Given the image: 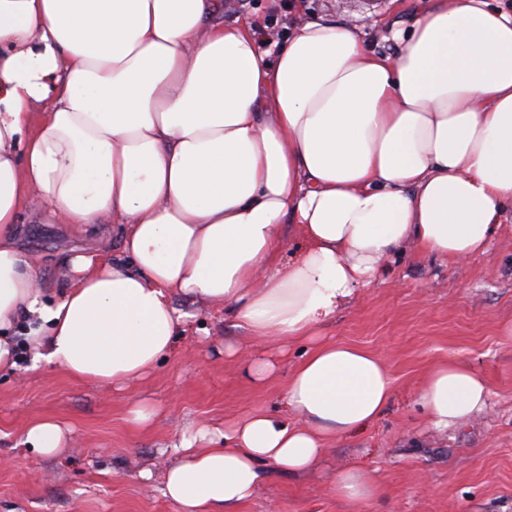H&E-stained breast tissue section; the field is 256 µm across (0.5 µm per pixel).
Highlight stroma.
I'll use <instances>...</instances> for the list:
<instances>
[{
    "label": "stroma",
    "mask_w": 512,
    "mask_h": 512,
    "mask_svg": "<svg viewBox=\"0 0 512 512\" xmlns=\"http://www.w3.org/2000/svg\"><path fill=\"white\" fill-rule=\"evenodd\" d=\"M420 0H220L219 20L250 22L263 41H286L302 21H350L379 53L396 55L393 29L409 28ZM21 244L42 261L47 295L61 288L59 256L81 239L62 224H26ZM187 331L174 354L130 390L83 384L57 367H33L24 354L0 373V512H180L164 494L191 426L220 428L265 408L283 412L288 371L302 346L261 385L246 380L243 359L270 343L248 338L231 319L176 296ZM325 339L379 356L394 395L366 428L336 437L308 474L269 468L256 497L238 512H512V218L485 253L462 263L432 261L408 250L373 283L357 288L321 331ZM237 349L225 355V346ZM453 359L482 374L491 401L481 414L442 431L419 404L422 381ZM141 400L155 410L145 427L128 411ZM71 426L64 448L46 458L21 434L40 417ZM373 473L382 494L358 505L338 500L336 472ZM151 479H141L143 470Z\"/></svg>",
    "instance_id": "1"
}]
</instances>
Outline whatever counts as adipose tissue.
<instances>
[{"instance_id":"ef3b65f1","label":"adipose tissue","mask_w":512,"mask_h":512,"mask_svg":"<svg viewBox=\"0 0 512 512\" xmlns=\"http://www.w3.org/2000/svg\"><path fill=\"white\" fill-rule=\"evenodd\" d=\"M216 0H0V370L19 360L126 388L174 351L176 295L228 311L249 337L311 342L288 374V419L260 409L185 435L165 475L182 512H237L267 466L310 470L327 443L388 405L393 380L321 324L386 260L415 248L461 262L512 208V11L422 0L397 56L349 22L309 21L278 50L215 21ZM119 241L64 255L56 298L20 245L22 208ZM302 240L291 261L288 234ZM490 390L468 365L433 367L419 402L445 428ZM44 417L22 442L51 457ZM337 498L378 496L363 469Z\"/></svg>"}]
</instances>
